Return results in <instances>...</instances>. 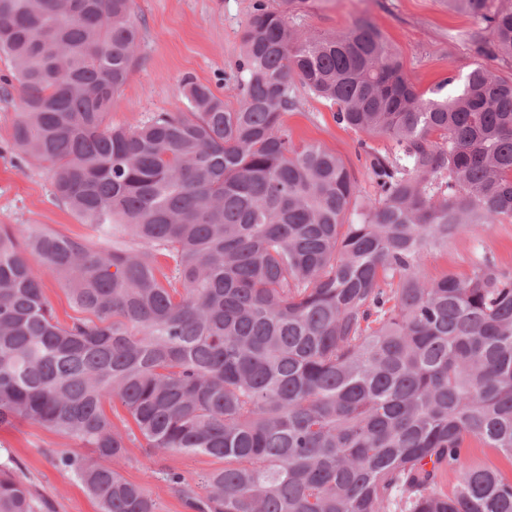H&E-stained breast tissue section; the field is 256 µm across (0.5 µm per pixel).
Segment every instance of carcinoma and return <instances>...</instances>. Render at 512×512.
Masks as SVG:
<instances>
[{"label":"carcinoma","mask_w":512,"mask_h":512,"mask_svg":"<svg viewBox=\"0 0 512 512\" xmlns=\"http://www.w3.org/2000/svg\"><path fill=\"white\" fill-rule=\"evenodd\" d=\"M448 7L479 23L477 57L512 59V0ZM132 12L0 0L23 101L12 150L47 164L88 231L0 225V426L90 449L59 464L99 512H154L112 468L127 453L114 399L143 447L224 462L201 492L166 472L192 512H512V479L462 467L473 440L512 461V272L424 271L456 231L512 223V81L480 64L426 95L370 19L305 36L259 2L238 107L187 78L188 111L112 126ZM296 80L337 123L395 143L372 155L375 197L294 142ZM46 276L83 316L59 321ZM47 510L0 463V512Z\"/></svg>","instance_id":"carcinoma-1"}]
</instances>
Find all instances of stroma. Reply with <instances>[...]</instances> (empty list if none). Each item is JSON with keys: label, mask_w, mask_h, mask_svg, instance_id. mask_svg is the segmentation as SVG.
I'll return each instance as SVG.
<instances>
[{"label": "stroma", "mask_w": 512, "mask_h": 512, "mask_svg": "<svg viewBox=\"0 0 512 512\" xmlns=\"http://www.w3.org/2000/svg\"><path fill=\"white\" fill-rule=\"evenodd\" d=\"M255 2L134 0L139 29L136 59L108 123L134 126L152 113L184 109L179 85L187 77L208 85L229 107H237L234 76L242 30ZM366 17L393 45L405 74L419 90L434 87L451 73L465 77L480 62L467 41L477 30V21L449 11L446 0H307L293 11L292 24L303 34L322 36L348 30ZM295 93L298 107L285 116L295 143L316 144L336 154L363 194L372 196L369 161L358 146L360 132L338 125L329 102L300 86ZM21 110L16 84L0 81V224L85 235L83 224L54 199L47 167L12 151L13 127ZM483 260L512 271V224L459 231L446 250L428 255L424 269L434 280L448 273H469ZM81 449L80 443L33 422L0 427V461L10 462L14 474L48 502L50 512H98L82 485L57 463L61 453ZM217 466L214 458L201 454L157 456L133 439L127 442L126 457L115 463L126 480L147 488L155 512H186L165 480L167 468H176L197 486Z\"/></svg>", "instance_id": "35a3bbf8"}]
</instances>
